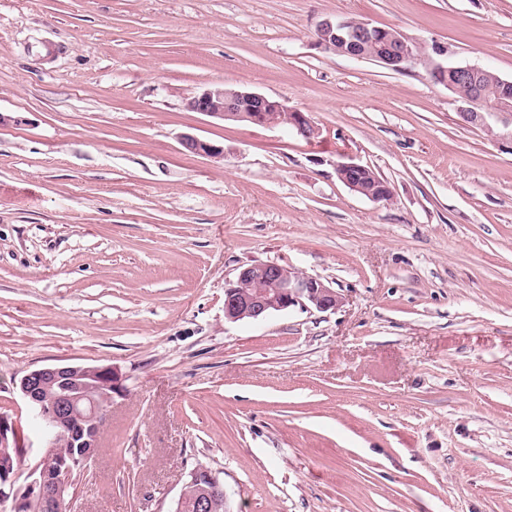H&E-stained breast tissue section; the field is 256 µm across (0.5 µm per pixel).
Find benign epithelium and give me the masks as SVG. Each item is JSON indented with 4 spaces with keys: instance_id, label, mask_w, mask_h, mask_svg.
Returning a JSON list of instances; mask_svg holds the SVG:
<instances>
[{
    "instance_id": "obj_1",
    "label": "benign epithelium",
    "mask_w": 512,
    "mask_h": 512,
    "mask_svg": "<svg viewBox=\"0 0 512 512\" xmlns=\"http://www.w3.org/2000/svg\"><path fill=\"white\" fill-rule=\"evenodd\" d=\"M385 32V28L364 19L326 18L318 25L317 43L326 50L358 59L368 57L365 48L371 44L375 54L368 58L396 72H405L427 57L420 43L405 35L394 43ZM430 74L435 81L445 83L451 92L456 91L459 84L472 88L469 97L459 100V115L464 122L489 132L493 130L490 124L493 118L512 126V102L496 105L493 112L485 111L486 103L478 93L483 68L434 62ZM186 107L210 118L247 120L264 128L278 126L276 113L286 112L288 123L298 135L310 139L319 133L309 113L243 87L228 91L220 87L208 88L188 98ZM180 144L194 155L216 159L224 157L223 147L190 134L181 136ZM335 170L337 178L351 191L365 192L361 179L363 174L371 172V167L345 159L336 162ZM247 282L260 285V289L253 293L243 292ZM343 302L342 295L317 276L277 262H259L242 268L235 279L227 281L224 287V320L232 323L244 319L260 321L292 307L328 312L338 309ZM120 380L118 372L111 366L80 364L39 368L20 379L19 390L23 398L44 423L47 446L23 479L20 478V469L13 467L11 460L0 459V501H11V512H29L33 502L38 503L43 512H61L64 509L63 475L68 468L64 467V460L53 452V444L59 436L58 427L64 419L76 413H85L90 419L101 414L100 402L88 398L86 391L97 386L112 390ZM73 437L83 463L90 465L98 448L94 430L82 427ZM189 475L201 485L196 503L198 512H208L214 497L226 495L223 481L216 472L196 468Z\"/></svg>"
}]
</instances>
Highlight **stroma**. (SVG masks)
I'll return each instance as SVG.
<instances>
[{"label": "stroma", "mask_w": 512, "mask_h": 512, "mask_svg": "<svg viewBox=\"0 0 512 512\" xmlns=\"http://www.w3.org/2000/svg\"><path fill=\"white\" fill-rule=\"evenodd\" d=\"M335 16L512 79V0H0V414L25 464L23 375L122 377L66 512H169L198 464L232 512H512V140L462 122L430 61L318 46ZM215 85L319 133L186 109ZM263 261L344 304L225 321ZM180 144L186 151L194 155L207 156L216 159L223 158L224 156L223 146L215 145L190 134H184L181 136ZM337 178L351 191L355 193H367L369 199L374 201H390L392 198V190L387 185L381 187V191L371 193L365 190L360 181L363 174H370L371 167L355 162L353 159H345L335 164ZM352 176V178H351Z\"/></svg>", "instance_id": "stroma-1"}]
</instances>
